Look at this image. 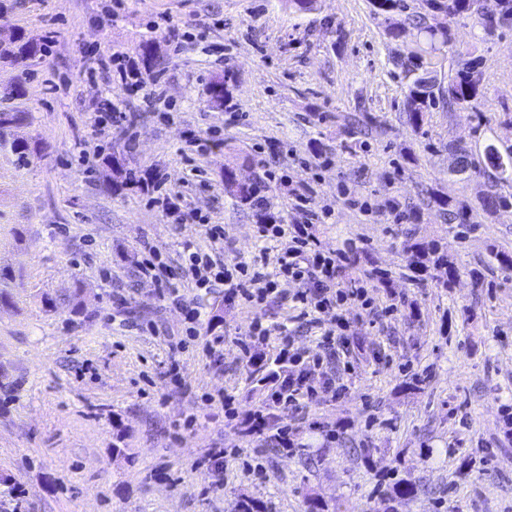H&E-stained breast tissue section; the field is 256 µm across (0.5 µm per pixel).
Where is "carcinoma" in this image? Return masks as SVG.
I'll list each match as a JSON object with an SVG mask.
<instances>
[{
	"mask_svg": "<svg viewBox=\"0 0 512 512\" xmlns=\"http://www.w3.org/2000/svg\"><path fill=\"white\" fill-rule=\"evenodd\" d=\"M479 2L480 0H436L435 14L431 15L430 20L420 23V32L430 42V49L434 50L438 45H451V27L454 20L467 12L479 11ZM497 6V13L486 16L485 27L489 30L497 24L512 21V0H498ZM40 51L38 44L18 34L13 37L10 44L0 48V59L6 62L24 61L35 57ZM477 66V59L466 60L462 67L448 78V86L445 88L436 89L422 77H414L404 101V110L411 126L416 130L421 129L426 124L431 108L441 100L461 108L473 107L479 93ZM482 157L491 168L502 175L512 170L511 145L501 149L493 143H488L484 145ZM224 185L225 189L244 205L254 204L255 198L261 193V186L256 183L235 184V176L229 168L224 170Z\"/></svg>",
	"mask_w": 512,
	"mask_h": 512,
	"instance_id": "obj_1",
	"label": "carcinoma"
}]
</instances>
